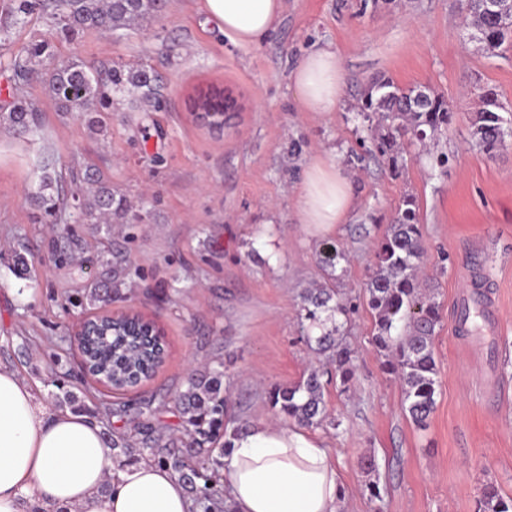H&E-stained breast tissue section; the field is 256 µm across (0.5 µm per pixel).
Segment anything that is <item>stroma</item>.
Listing matches in <instances>:
<instances>
[{
  "mask_svg": "<svg viewBox=\"0 0 512 512\" xmlns=\"http://www.w3.org/2000/svg\"><path fill=\"white\" fill-rule=\"evenodd\" d=\"M51 31L40 14L0 28V105L18 93L37 103L43 132L29 141L0 129V364L47 406L56 404L58 377L95 409L104 388L84 372L74 345L91 313L67 297L98 276L95 259L109 248L139 272L121 280L103 312H140L166 349L155 375L114 392L113 403L167 398L153 421L165 434L181 433L175 397L190 373L220 363L230 381L225 427L240 428L278 419L273 385L324 367L325 356L305 339L302 294L333 288L356 305L341 331L356 351L351 388L331 384L324 394L330 420L340 418L345 431L329 420L308 433L330 450L344 512H475L489 480L512 497V140L489 156L471 134L480 92L493 91L512 112V47L491 52L471 41L457 0H285L275 30L249 49L221 38L198 0H167L140 30L93 29L55 42L60 61L161 76V109L142 112L134 95L116 94L101 133L57 110L43 73L17 86L4 68L13 52ZM325 45L343 68L341 101L322 115L298 111L289 76L307 51ZM387 77L429 87L461 112L435 145L406 143L397 178L367 152L371 133L355 117L366 83ZM211 88L233 100L231 111L196 112L200 92ZM441 155L447 165L438 164ZM316 159L335 164L354 195L346 220L327 233L299 221L304 170ZM45 163L71 192L73 175L97 172L138 205L142 222L73 225L83 268L60 265L55 233L27 200L33 171ZM408 194L420 205L422 286L441 313L438 396L423 428L404 413L399 381L381 369L366 304L373 246ZM326 241L347 256L332 269L318 262ZM20 244L33 269L27 278L14 270ZM476 270L489 284L490 327L479 340L457 331ZM21 336L37 339L25 357L6 347ZM371 480L381 488L377 505L364 489Z\"/></svg>",
  "mask_w": 512,
  "mask_h": 512,
  "instance_id": "stroma-1",
  "label": "stroma"
}]
</instances>
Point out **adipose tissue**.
<instances>
[{"instance_id":"1","label":"adipose tissue","mask_w":512,"mask_h":512,"mask_svg":"<svg viewBox=\"0 0 512 512\" xmlns=\"http://www.w3.org/2000/svg\"><path fill=\"white\" fill-rule=\"evenodd\" d=\"M232 45H261L284 0H201ZM299 111L325 113L343 94L336 51H308L290 74ZM353 205L349 180L335 165H307L300 221L329 231ZM233 512H342L344 493L327 448L305 432L260 421L238 433L224 456ZM176 475L150 462L117 468L96 419L49 408L12 369L0 366V512H189Z\"/></svg>"}]
</instances>
